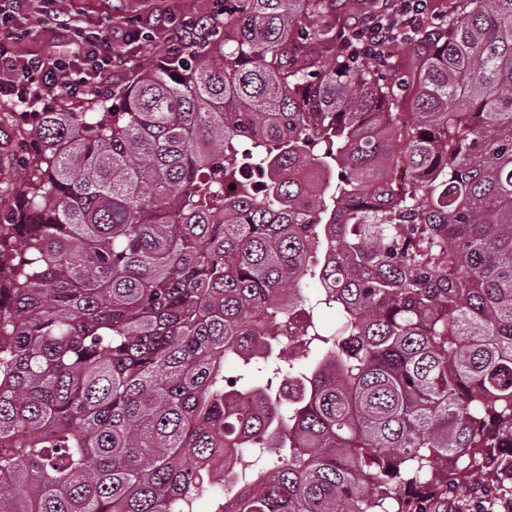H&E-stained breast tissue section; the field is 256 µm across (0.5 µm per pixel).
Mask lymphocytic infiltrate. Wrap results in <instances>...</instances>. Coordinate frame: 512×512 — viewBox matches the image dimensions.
<instances>
[{"label":"lymphocytic infiltrate","mask_w":512,"mask_h":512,"mask_svg":"<svg viewBox=\"0 0 512 512\" xmlns=\"http://www.w3.org/2000/svg\"><path fill=\"white\" fill-rule=\"evenodd\" d=\"M34 0H0V103L27 112L48 111V99L56 94L71 99L104 95L115 67L127 64L136 47L148 36L142 25L127 26L121 51L112 49L111 21L86 20L76 25L68 19L57 22L58 42L68 53L47 43L42 52L25 53L18 45L30 36L27 20ZM428 14V0H402L397 18L390 22L369 17L354 30L372 54L394 43L409 42Z\"/></svg>","instance_id":"1"}]
</instances>
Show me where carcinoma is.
I'll list each match as a JSON object with an SVG mask.
<instances>
[{
  "instance_id": "cac0c4a2",
  "label": "carcinoma",
  "mask_w": 512,
  "mask_h": 512,
  "mask_svg": "<svg viewBox=\"0 0 512 512\" xmlns=\"http://www.w3.org/2000/svg\"><path fill=\"white\" fill-rule=\"evenodd\" d=\"M332 5L224 0L118 104L21 113L0 512H467L512 476V0L376 58L341 33L382 4Z\"/></svg>"
}]
</instances>
